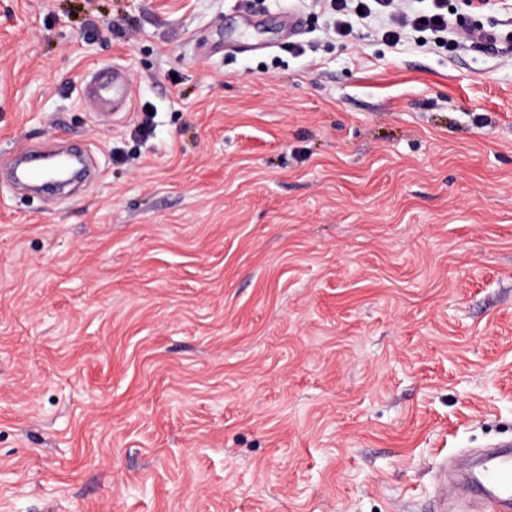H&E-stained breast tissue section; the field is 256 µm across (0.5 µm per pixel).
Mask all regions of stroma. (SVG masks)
<instances>
[{
    "mask_svg": "<svg viewBox=\"0 0 512 512\" xmlns=\"http://www.w3.org/2000/svg\"><path fill=\"white\" fill-rule=\"evenodd\" d=\"M448 12L0 0V512H429L512 440V0ZM59 143L99 179L12 187ZM328 9L333 15V30L337 36L347 37L353 33L354 22L367 20L373 16H383L387 24L383 29L386 41L398 44L401 32L411 29L415 32H443L449 28L447 0H432L428 10L413 9L410 0H327ZM362 7V14L358 8ZM420 19H425L421 23ZM89 94L98 101H109L124 104V112L128 111L133 101V88L126 76L116 72L112 67V74L97 73L92 76L88 84ZM50 153L39 151H28L23 158L15 164L16 179L19 182L32 181L37 179L36 171L42 164V159Z\"/></svg>",
    "mask_w": 512,
    "mask_h": 512,
    "instance_id": "1",
    "label": "stroma"
}]
</instances>
